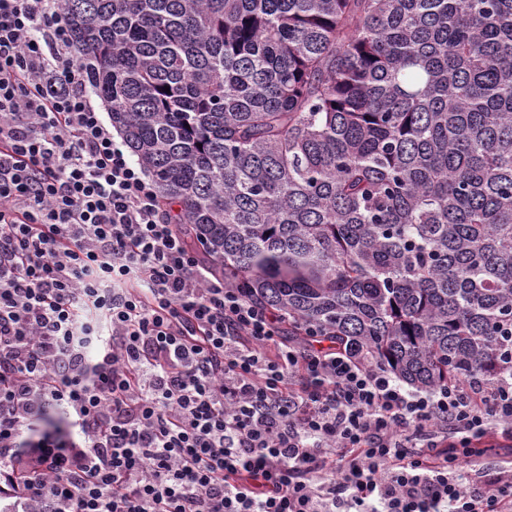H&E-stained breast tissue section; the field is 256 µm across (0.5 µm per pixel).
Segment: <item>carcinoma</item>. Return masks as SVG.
I'll list each match as a JSON object with an SVG mask.
<instances>
[{
	"label": "carcinoma",
	"mask_w": 512,
	"mask_h": 512,
	"mask_svg": "<svg viewBox=\"0 0 512 512\" xmlns=\"http://www.w3.org/2000/svg\"><path fill=\"white\" fill-rule=\"evenodd\" d=\"M61 6L224 284L420 390L512 376V0Z\"/></svg>",
	"instance_id": "obj_1"
}]
</instances>
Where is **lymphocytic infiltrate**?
Instances as JSON below:
<instances>
[{
	"mask_svg": "<svg viewBox=\"0 0 512 512\" xmlns=\"http://www.w3.org/2000/svg\"><path fill=\"white\" fill-rule=\"evenodd\" d=\"M210 273L93 105L59 0H0L7 512H512V475L464 479L512 429V376L406 390Z\"/></svg>",
	"mask_w": 512,
	"mask_h": 512,
	"instance_id": "lymphocytic-infiltrate-1",
	"label": "lymphocytic infiltrate"
}]
</instances>
